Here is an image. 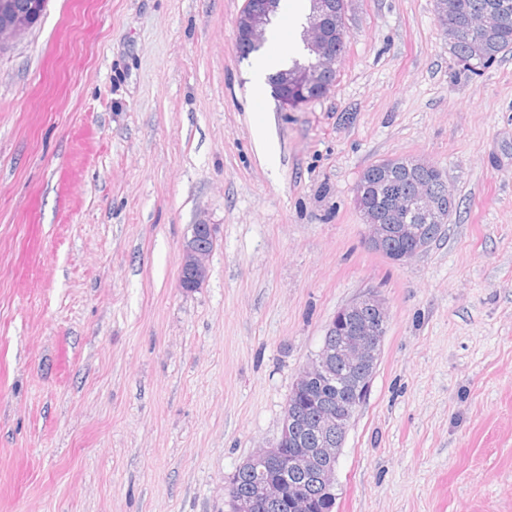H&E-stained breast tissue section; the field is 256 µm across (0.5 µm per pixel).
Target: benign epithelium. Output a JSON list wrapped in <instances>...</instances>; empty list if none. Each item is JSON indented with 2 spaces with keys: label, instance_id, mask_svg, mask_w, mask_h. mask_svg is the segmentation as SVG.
<instances>
[{
  "label": "benign epithelium",
  "instance_id": "obj_1",
  "mask_svg": "<svg viewBox=\"0 0 512 512\" xmlns=\"http://www.w3.org/2000/svg\"><path fill=\"white\" fill-rule=\"evenodd\" d=\"M272 0H245L237 19L236 33L253 46L264 43L270 22ZM44 2L31 0L22 5H8L5 20L0 24V48L24 36L40 17ZM504 9L498 4L483 10L470 21L471 30L487 36L500 27ZM347 37L344 12L334 0H311V14L304 30L308 53L314 65L293 73H283L284 87L304 91L324 86L323 79L336 74ZM425 173V178L412 188L397 185L394 173L400 166ZM446 184L443 171L434 163L415 156L384 160L376 176L360 180L355 187V202L373 195L383 207L373 212H360L366 228L365 243L389 260L403 264L426 250L434 233L448 222V205L436 193L435 184ZM396 238L402 246L387 247ZM214 241L211 225H192L191 236L183 245L179 286L200 287L209 274V258ZM388 319L384 300L368 292L337 310L330 320L319 352L300 371L284 408L283 425L277 442L258 449L246 462L248 466L266 465L277 469L283 465L301 473L311 474L319 494L331 500L336 481V465L351 419L365 402L386 335ZM319 379L336 380V386L348 389L351 398L334 409L317 408L313 417L302 415L308 402L307 383ZM232 482L224 486L230 512H256L263 502H271L282 492L281 484L270 478L256 483L248 498H239L231 491Z\"/></svg>",
  "mask_w": 512,
  "mask_h": 512
}]
</instances>
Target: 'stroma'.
<instances>
[{"label": "stroma", "mask_w": 512, "mask_h": 512, "mask_svg": "<svg viewBox=\"0 0 512 512\" xmlns=\"http://www.w3.org/2000/svg\"><path fill=\"white\" fill-rule=\"evenodd\" d=\"M244 5L48 0L0 51V512H228L370 291L389 322L334 512H512V49L476 75L433 0H346L335 84L292 108L252 92ZM404 155L460 206L397 265L354 188ZM214 241L210 224H193L191 236L183 245L179 286L183 289L200 287L209 274V258Z\"/></svg>", "instance_id": "stroma-1"}]
</instances>
